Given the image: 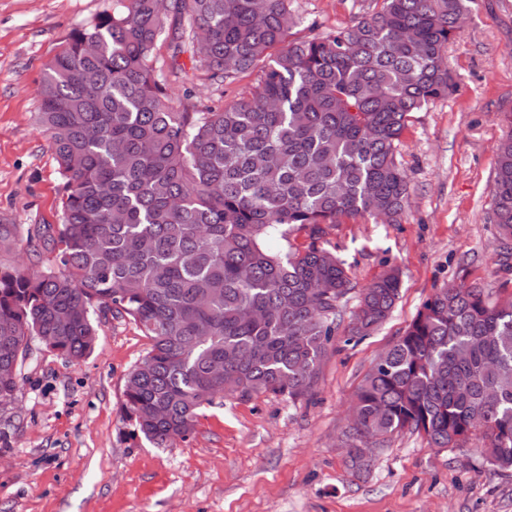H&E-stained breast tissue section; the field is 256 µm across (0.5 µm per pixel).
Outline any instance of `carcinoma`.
<instances>
[{
  "mask_svg": "<svg viewBox=\"0 0 512 512\" xmlns=\"http://www.w3.org/2000/svg\"><path fill=\"white\" fill-rule=\"evenodd\" d=\"M352 24L290 38L293 0H112L45 69L39 121L62 183L51 266L0 267V403L35 339L70 362L90 355L95 311L151 345L123 389L131 434L156 447L190 436L217 396L314 394L354 290L327 228L399 224L400 160L412 114L453 88L448 45L473 0H372ZM167 35L215 82L257 72L247 98L196 112L167 92L153 51ZM494 205L512 256V130L496 149ZM307 241L273 252L272 233ZM0 224V249L22 240ZM401 272L358 300L348 335L382 325ZM351 467L394 433L435 448L480 433L512 471V296L463 276L438 288L358 385Z\"/></svg>",
  "mask_w": 512,
  "mask_h": 512,
  "instance_id": "1",
  "label": "carcinoma"
}]
</instances>
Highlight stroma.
Segmentation results:
<instances>
[{
	"label": "stroma",
	"instance_id": "obj_1",
	"mask_svg": "<svg viewBox=\"0 0 512 512\" xmlns=\"http://www.w3.org/2000/svg\"><path fill=\"white\" fill-rule=\"evenodd\" d=\"M111 2L0 0V224L32 231L0 250L2 266L53 258L46 238L61 215L62 178L37 120L39 92L70 35ZM362 4L294 0V32L350 25ZM447 55L453 89L415 113L399 147L411 189L404 220H349L326 235L355 290L400 269L390 319L356 343L340 327L311 398L215 399L194 434L169 448L132 437L123 418L126 375L150 346L135 324L98 314L95 349L77 363L33 344L0 410V512H512V472L484 462L482 436L433 448L399 433L360 471L344 446L357 386L436 288L466 273L494 295L512 293V266L488 220L496 146L512 129L503 120L512 110V0H475ZM255 81L180 75L168 87L202 110L240 102Z\"/></svg>",
	"mask_w": 512,
	"mask_h": 512
}]
</instances>
